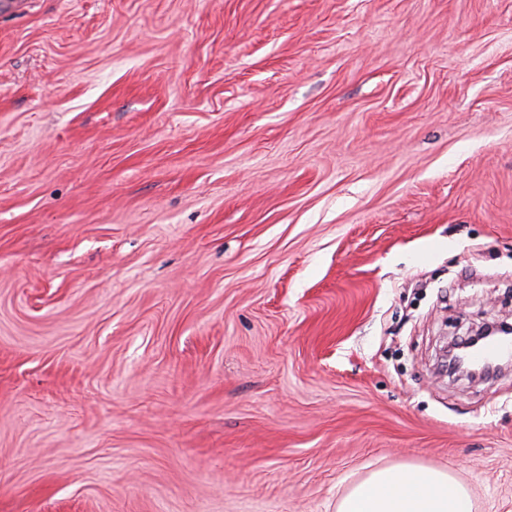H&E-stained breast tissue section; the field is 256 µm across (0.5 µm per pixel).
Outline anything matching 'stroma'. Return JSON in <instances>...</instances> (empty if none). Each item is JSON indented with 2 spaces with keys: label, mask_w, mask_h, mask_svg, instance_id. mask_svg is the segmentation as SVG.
<instances>
[{
  "label": "stroma",
  "mask_w": 512,
  "mask_h": 512,
  "mask_svg": "<svg viewBox=\"0 0 512 512\" xmlns=\"http://www.w3.org/2000/svg\"><path fill=\"white\" fill-rule=\"evenodd\" d=\"M512 0H0V512H512ZM465 487L444 469L400 464L369 472L336 512H473Z\"/></svg>",
  "instance_id": "obj_1"
}]
</instances>
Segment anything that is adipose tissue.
Here are the masks:
<instances>
[{
  "label": "adipose tissue",
  "instance_id": "ef3b65f1",
  "mask_svg": "<svg viewBox=\"0 0 512 512\" xmlns=\"http://www.w3.org/2000/svg\"><path fill=\"white\" fill-rule=\"evenodd\" d=\"M465 487L447 470L400 464L369 472L336 512H472Z\"/></svg>",
  "mask_w": 512,
  "mask_h": 512
}]
</instances>
